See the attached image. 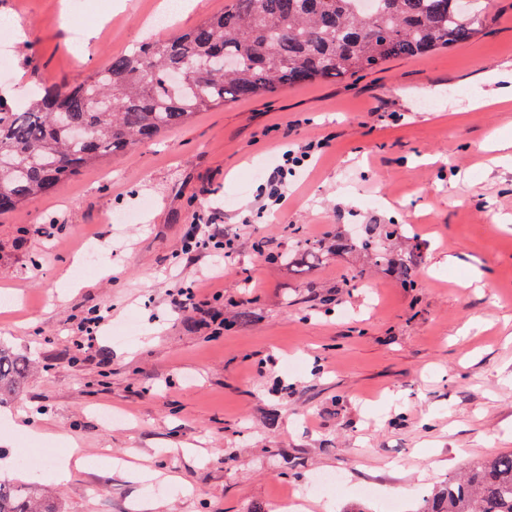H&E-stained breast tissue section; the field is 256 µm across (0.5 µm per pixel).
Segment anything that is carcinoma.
Listing matches in <instances>:
<instances>
[{
  "mask_svg": "<svg viewBox=\"0 0 512 512\" xmlns=\"http://www.w3.org/2000/svg\"><path fill=\"white\" fill-rule=\"evenodd\" d=\"M226 0L224 9L167 38L148 37L112 57L81 84H39L19 108L0 94V215L61 189L100 159L187 125L199 112L312 83L337 82L472 41L489 19L488 0ZM396 224L365 227L353 246L404 287L412 264L379 246ZM26 366L0 349V396ZM0 512H60L33 483L0 480ZM416 512H512V453L454 474Z\"/></svg>",
  "mask_w": 512,
  "mask_h": 512,
  "instance_id": "carcinoma-1",
  "label": "carcinoma"
}]
</instances>
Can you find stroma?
<instances>
[{
    "mask_svg": "<svg viewBox=\"0 0 512 512\" xmlns=\"http://www.w3.org/2000/svg\"><path fill=\"white\" fill-rule=\"evenodd\" d=\"M165 3L86 0L90 57L73 44L65 0H0V21L28 33L11 85L81 83L102 67L99 51L148 37ZM492 70L512 75V0H495L467 44L198 113L1 215L0 296L20 307L0 308V346L28 370L0 401V479L37 482L63 512H271L284 491L308 512H379L357 493L367 483L416 512L412 487L512 452V164L492 148L512 141V100L469 109ZM288 124L296 140L329 146L292 177L284 212L259 218L263 181L248 174L275 167ZM197 212L250 218L233 259L185 262ZM364 224L403 225L388 249L416 259V287L370 256L327 252ZM90 242L107 274L88 287ZM307 244L320 252L304 263ZM478 274L492 290L468 286ZM210 277L227 325L216 339L167 296ZM97 308L109 314L79 350L78 325ZM73 446L88 462L56 481L54 452ZM25 449L41 474L20 465ZM131 462L164 474L160 492ZM336 472L342 495L312 487Z\"/></svg>",
    "mask_w": 512,
    "mask_h": 512,
    "instance_id": "35a3bbf8",
    "label": "stroma"
}]
</instances>
